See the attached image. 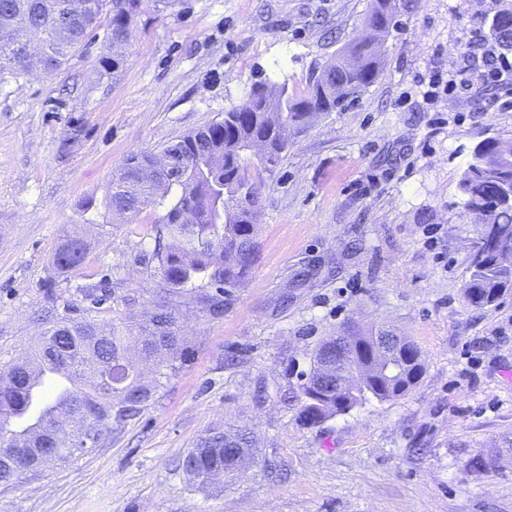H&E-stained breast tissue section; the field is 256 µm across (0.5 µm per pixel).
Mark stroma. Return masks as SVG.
Returning <instances> with one entry per match:
<instances>
[{
	"label": "stroma",
	"instance_id": "stroma-1",
	"mask_svg": "<svg viewBox=\"0 0 512 512\" xmlns=\"http://www.w3.org/2000/svg\"><path fill=\"white\" fill-rule=\"evenodd\" d=\"M371 0H142L126 61L102 71L104 27L58 71L0 75V366L49 322L152 312L161 206L106 207L113 173L222 120L255 81L308 82L361 31ZM476 0H412L373 84L290 132L259 179L258 260L221 316L207 282L173 300L189 349L153 404L96 448L0 483V512H512V294H463L482 232L458 191L471 148L512 134L488 88L430 102L417 78L448 70ZM87 231L83 267L55 275L62 235ZM386 325L420 348L406 396L321 425L289 398L320 339ZM256 444L213 485L182 457L214 427Z\"/></svg>",
	"mask_w": 512,
	"mask_h": 512
}]
</instances>
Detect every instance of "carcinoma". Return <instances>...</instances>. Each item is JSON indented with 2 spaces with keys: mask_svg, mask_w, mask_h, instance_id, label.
<instances>
[{
  "mask_svg": "<svg viewBox=\"0 0 512 512\" xmlns=\"http://www.w3.org/2000/svg\"><path fill=\"white\" fill-rule=\"evenodd\" d=\"M98 10H79L80 0H0V73L22 75L26 70L30 33L40 34L45 54L42 64L52 71L73 51L84 46L98 27L101 15L112 11L105 35L106 53L99 64L117 70L125 62V48L141 0H96ZM410 8V0H372L364 29L310 81L305 93L288 91L284 84L258 82L247 102L224 113L220 125L192 131L162 148L169 158L165 169L151 181L140 179L142 166L152 155L133 154L112 177L107 207L133 220L150 205L164 203L175 193L159 220V237L166 244L154 253L165 293L179 295L202 276L215 286L206 298L212 316L223 313L232 289L249 277L258 254L259 193L255 182L262 171L277 167L288 149L281 137L285 125L306 127L318 115L334 112L378 77L383 61L380 43ZM498 44L512 50V12L493 23ZM345 86L336 94V84ZM459 190L464 207L478 213L481 222L498 226V252L485 265L471 268L464 284L467 300L488 306L512 292V135L489 136L472 149L471 161L461 174ZM75 245L66 263L54 253L52 266L59 276L78 270L86 261L88 244L73 232L61 243ZM347 358L337 366V387L323 391L314 386L323 366L321 352L336 337L320 340L314 350L308 378L300 383L296 399L302 402L298 419L316 427L372 397L394 401L412 390L424 373L420 350L409 341L390 356L379 358L373 336L351 329ZM91 349L93 363L85 382L53 396L49 408L58 409L68 438L52 439L53 429L43 430L37 442L11 466L0 465V482H9L34 460L44 465L66 462L82 450L93 433L118 426L149 405L158 385L142 379L139 364L151 363L163 378L173 362L185 357L187 347L175 330V316L168 300L156 312L140 319L129 312L119 323L99 326L91 321L56 322L36 342L22 364L0 369V446L14 448L30 441L33 430L15 428L13 418L28 403L29 367L41 362L65 375L78 371L81 357ZM241 429L209 430L187 452L193 458L191 476L204 485L215 472L235 474L240 453L251 447Z\"/></svg>",
  "mask_w": 512,
  "mask_h": 512,
  "instance_id": "carcinoma-1",
  "label": "carcinoma"
}]
</instances>
